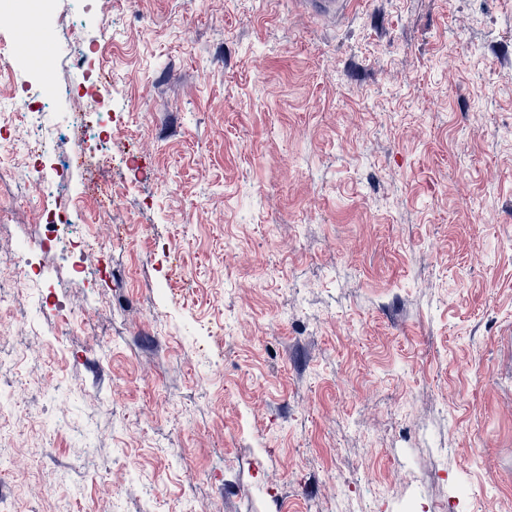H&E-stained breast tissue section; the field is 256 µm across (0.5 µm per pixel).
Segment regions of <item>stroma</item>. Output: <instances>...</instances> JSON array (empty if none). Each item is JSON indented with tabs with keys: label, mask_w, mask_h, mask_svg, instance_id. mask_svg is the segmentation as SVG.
<instances>
[{
	"label": "stroma",
	"mask_w": 512,
	"mask_h": 512,
	"mask_svg": "<svg viewBox=\"0 0 512 512\" xmlns=\"http://www.w3.org/2000/svg\"><path fill=\"white\" fill-rule=\"evenodd\" d=\"M56 101L113 282L0 307L11 512H512V0H57ZM14 56L58 22L0 17ZM0 181V281L40 234ZM301 5L321 18H332L336 22L345 18L353 9L356 0H301Z\"/></svg>",
	"instance_id": "35a3bbf8"
}]
</instances>
